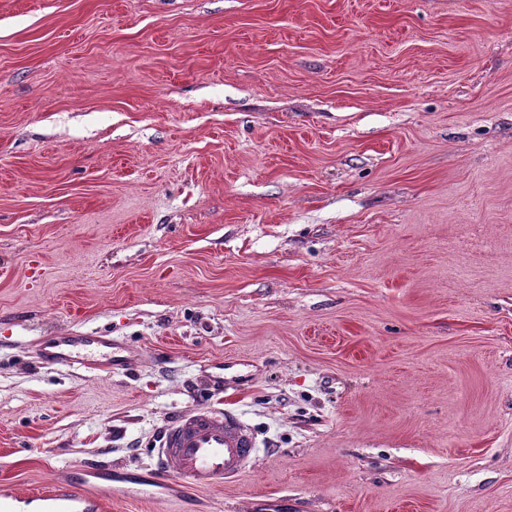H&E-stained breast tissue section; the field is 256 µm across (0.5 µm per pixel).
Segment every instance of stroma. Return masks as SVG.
I'll return each instance as SVG.
<instances>
[{
	"mask_svg": "<svg viewBox=\"0 0 512 512\" xmlns=\"http://www.w3.org/2000/svg\"><path fill=\"white\" fill-rule=\"evenodd\" d=\"M201 405L174 512H512V0H0V484ZM41 357L55 364L82 369H120L129 362L128 350L108 336L95 333H72L55 336L41 350Z\"/></svg>",
	"mask_w": 512,
	"mask_h": 512,
	"instance_id": "obj_1",
	"label": "stroma"
}]
</instances>
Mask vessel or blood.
<instances>
[{"label": "vessel or blood", "instance_id": "vessel-or-blood-1", "mask_svg": "<svg viewBox=\"0 0 512 512\" xmlns=\"http://www.w3.org/2000/svg\"><path fill=\"white\" fill-rule=\"evenodd\" d=\"M41 356L70 368L94 366L103 371L129 362L122 344L81 332L51 338ZM256 453V438L237 414L202 406L178 415L164 427L153 467L142 472L109 465L89 467L82 479L58 482L45 488L40 498L47 512H106V494L117 485L159 505L176 487L220 488L234 482L253 464Z\"/></svg>", "mask_w": 512, "mask_h": 512}]
</instances>
